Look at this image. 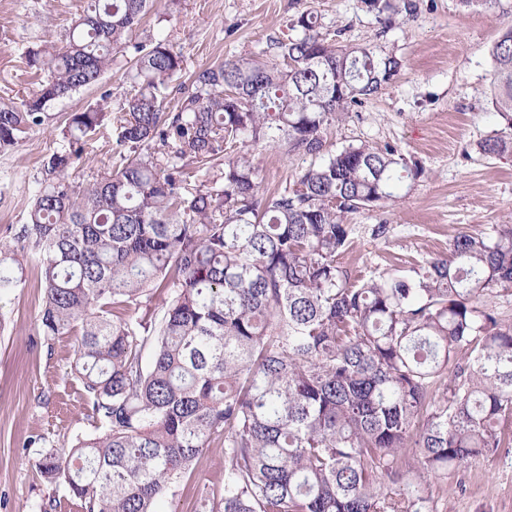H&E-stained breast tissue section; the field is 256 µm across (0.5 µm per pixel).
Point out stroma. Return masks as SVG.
<instances>
[{"mask_svg": "<svg viewBox=\"0 0 512 512\" xmlns=\"http://www.w3.org/2000/svg\"><path fill=\"white\" fill-rule=\"evenodd\" d=\"M415 14H401L385 29L363 0H157L139 34L167 39L182 52L185 75L208 63L266 49L291 37V22L311 11L344 41L395 54V80L327 136L337 152L351 143L397 146L421 176L388 209L351 213L352 249L344 264L375 272L398 260L419 261L446 252L455 236L512 220V156L489 157L478 144L498 127L488 103L489 50L512 28V0L500 8H464L459 0H414ZM83 0H0V99L33 86L24 74L25 48L62 42ZM59 143L53 127L29 132L0 153V238L26 222L43 160ZM261 188L282 189L305 159L285 148L246 143ZM384 235H377V227ZM42 293L22 285L0 297V512H42L50 499L75 512L64 486L42 481L36 462L49 448L71 446L96 433L80 381L71 373L74 336L44 343L38 333ZM224 484V458L200 457L192 474L175 484L166 512H193L202 489ZM436 512H512V447L490 460L431 481Z\"/></svg>", "mask_w": 512, "mask_h": 512, "instance_id": "1", "label": "stroma"}]
</instances>
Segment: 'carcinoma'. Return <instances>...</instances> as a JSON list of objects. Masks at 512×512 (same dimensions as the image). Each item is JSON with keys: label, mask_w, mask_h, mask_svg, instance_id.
I'll use <instances>...</instances> for the list:
<instances>
[{"label": "carcinoma", "mask_w": 512, "mask_h": 512, "mask_svg": "<svg viewBox=\"0 0 512 512\" xmlns=\"http://www.w3.org/2000/svg\"><path fill=\"white\" fill-rule=\"evenodd\" d=\"M154 0H86L65 44L24 52L36 89L0 106V151L52 120L57 101L116 66L127 87L64 118L27 222L0 241V295L43 292L44 341L78 333L71 371L102 428L50 448L40 476L77 512H159L214 449L224 488L195 512H433L422 484L512 446V223L461 233L448 253L379 275L342 265L347 214L389 208L421 171L395 146L332 154L328 132L402 62L321 32L202 66L163 106L184 56L138 37ZM499 128L512 155V28L491 50ZM116 134L115 168L70 170ZM309 156L265 195L245 142ZM212 178L201 181V171ZM164 296L161 313L150 303ZM151 348V360L142 352Z\"/></svg>", "instance_id": "obj_1"}]
</instances>
